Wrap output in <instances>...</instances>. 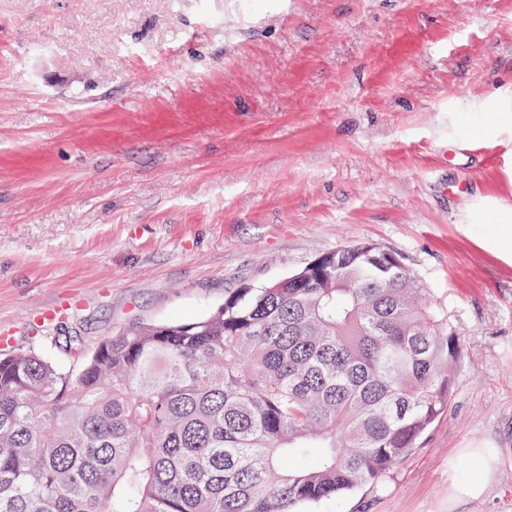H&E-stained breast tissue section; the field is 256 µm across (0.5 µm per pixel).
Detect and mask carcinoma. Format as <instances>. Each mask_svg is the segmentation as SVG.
I'll list each match as a JSON object with an SVG mask.
<instances>
[{"instance_id": "obj_1", "label": "carcinoma", "mask_w": 512, "mask_h": 512, "mask_svg": "<svg viewBox=\"0 0 512 512\" xmlns=\"http://www.w3.org/2000/svg\"><path fill=\"white\" fill-rule=\"evenodd\" d=\"M425 293L399 254L348 245L92 352H1L0 512H297L377 481L464 359Z\"/></svg>"}]
</instances>
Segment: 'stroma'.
Wrapping results in <instances>:
<instances>
[{"instance_id":"1","label":"stroma","mask_w":512,"mask_h":512,"mask_svg":"<svg viewBox=\"0 0 512 512\" xmlns=\"http://www.w3.org/2000/svg\"><path fill=\"white\" fill-rule=\"evenodd\" d=\"M512 0H0V329L95 347L360 243L465 357L377 485L303 512H512ZM467 448L483 497L449 503ZM469 455L474 459L476 472L468 482L454 487L456 495L476 499L482 496L492 477L491 458L480 449H468Z\"/></svg>"}]
</instances>
